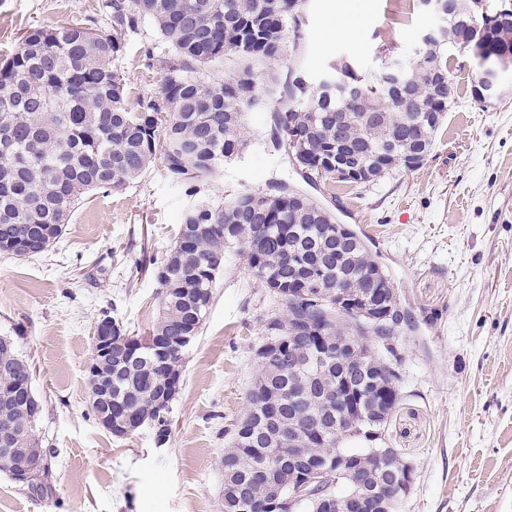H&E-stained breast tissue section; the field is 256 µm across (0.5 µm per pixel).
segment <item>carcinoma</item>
<instances>
[{
    "label": "carcinoma",
    "mask_w": 512,
    "mask_h": 512,
    "mask_svg": "<svg viewBox=\"0 0 512 512\" xmlns=\"http://www.w3.org/2000/svg\"><path fill=\"white\" fill-rule=\"evenodd\" d=\"M295 11L292 0H96L80 20L29 29L0 63V250H12L21 238H60L88 193L122 190L155 161L196 192L227 154L245 147L241 129L246 110L258 101L261 78L272 103L288 102L274 113L278 147L285 150L289 138H298L302 163L296 169L308 179L319 167L336 179L338 159L378 174L404 154L430 153L454 95L449 78L436 87L440 75H449L448 49L425 48L403 88L386 90L377 75L363 80L351 101L334 88L297 91L266 71L281 55ZM147 23L171 52L161 65L160 90L151 95L134 93L116 67ZM466 36L490 54L512 49V24L497 30L479 21ZM224 66L233 78L207 76ZM300 197L283 187L274 198L241 192L191 206L169 252L149 261L153 272L164 271L155 276L163 310L152 334L131 337L112 320L115 356L101 372L112 377V414L148 422L162 443L171 431V401L164 393L171 375L182 372L184 355L173 341L201 330L225 251L238 247L254 278L287 308L288 317L266 319L267 341L281 343L282 350L260 363L247 391L248 411L224 451L223 512H242L241 501L248 512H269L271 486L289 489L290 420L322 416L323 430L302 440L307 468L343 456L359 461L372 442L357 420L336 443V404L322 401L336 383V346L318 345L311 335L371 336L387 350L389 330L369 335L333 309L291 306L311 274L321 277L328 293L338 285L354 289L368 258L337 252L336 218L311 198L302 205ZM359 384L364 409L384 388L397 404V363L378 359ZM0 417L17 423L16 447L38 443V419H30L23 403L0 400ZM339 485L345 494L336 493ZM351 493L347 472L339 469L325 492L334 500L308 501L301 512H336V502Z\"/></svg>",
    "instance_id": "carcinoma-1"
}]
</instances>
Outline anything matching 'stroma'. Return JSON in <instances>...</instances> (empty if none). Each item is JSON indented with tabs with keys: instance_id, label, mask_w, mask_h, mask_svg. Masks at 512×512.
I'll return each instance as SVG.
<instances>
[{
	"instance_id": "35a3bbf8",
	"label": "stroma",
	"mask_w": 512,
	"mask_h": 512,
	"mask_svg": "<svg viewBox=\"0 0 512 512\" xmlns=\"http://www.w3.org/2000/svg\"><path fill=\"white\" fill-rule=\"evenodd\" d=\"M92 2L0 0V59L28 28L69 23ZM303 17L284 57L313 83L341 57L367 78L393 59L415 65L438 24L413 0H306ZM343 23L349 33L335 36ZM148 49H164L150 27L118 65L145 95L161 86ZM448 70V119L417 169L347 187L305 179L272 147L275 106L265 99L246 114L242 154L196 196L155 163L122 191L87 194L46 252L21 260L0 251V336L33 370L54 475L52 496L41 498L0 471V512H221V459L247 410L264 320L287 313L245 257L224 254L212 307L184 355L166 444L147 425L120 439L105 431L89 409L86 365L102 314L133 335L151 332L161 288L144 264L174 243L188 206L279 183L354 227L416 320L392 342L403 384L388 434L414 467L398 512H512V93L477 102L468 55L451 54Z\"/></svg>"
}]
</instances>
